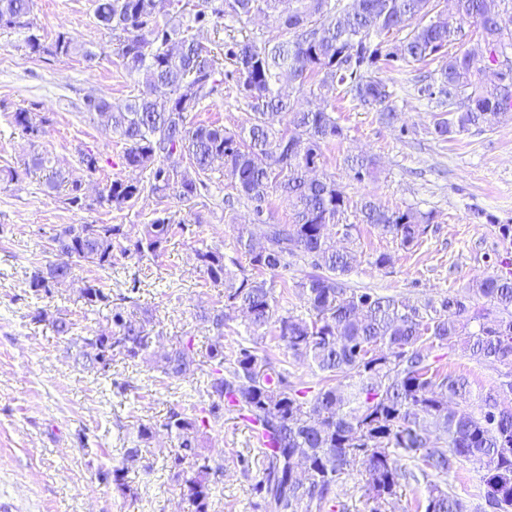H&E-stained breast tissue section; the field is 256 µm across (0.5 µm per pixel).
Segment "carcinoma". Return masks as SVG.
Instances as JSON below:
<instances>
[{"mask_svg": "<svg viewBox=\"0 0 512 512\" xmlns=\"http://www.w3.org/2000/svg\"><path fill=\"white\" fill-rule=\"evenodd\" d=\"M453 2V19L420 22L388 48L382 37L436 11L434 0H348L343 6L330 0H224L218 7L211 0H94V15L115 36L121 65L141 75L152 94L118 105L91 97L85 111L108 115L110 130L124 141L125 165L148 176L145 181L116 178L93 200L70 173L54 172L51 187L68 185L64 204L71 209L97 205L122 211L146 191L162 203L175 199L192 209L209 191L218 162L266 230L262 250L254 248L253 235L240 233L238 245L248 267L233 262L237 273L228 269L223 246L196 249L202 278L224 289V306L200 315L213 332L206 360H195L188 341L155 362L166 380L201 377L200 392L207 398L199 413L174 407L162 424L176 441L168 468L180 482L189 512H209L211 477L223 465L202 448L207 429L224 419L227 408L251 425L262 450L263 476L255 493L264 512H347L337 486L350 476L359 478L368 512H386L390 499L421 480L428 489L423 512H466L444 486V477L462 459L483 471L485 506L477 510L512 512V410L498 408L491 395L478 417L462 409L469 396L467 378L445 369L434 355L435 348L459 342L477 360L512 365V277L488 273L467 296L412 304L351 287L345 277L357 262L352 244L359 225L378 229L406 249L426 233L431 217L413 209H383L366 195L356 207V223L347 222L349 200L340 186L309 174V164L320 163L323 146L343 137L342 127L328 107L304 108L291 95L273 90L284 71L301 88L316 75L319 95L341 88L357 106L379 113L394 127L400 114L389 104L391 92L377 71L386 62L401 68L439 59V76L415 84L417 94L439 110L431 134L444 140L473 128H496L512 112V76L486 82L490 61L484 52L493 46L512 49V28L500 25L502 14H512V0ZM176 11L187 20L172 22ZM257 12L276 17L277 39L224 43V59L234 66L231 74L250 107L248 128L236 132L217 122L190 121L188 113L213 93L216 73L215 55L196 41L193 29L226 14L241 20ZM30 14L31 0H0V28L24 31L28 53L89 56L66 34L45 43ZM475 34L478 48L449 51ZM285 116L289 127L282 129ZM14 122L35 140L48 118L22 109L14 113ZM175 150L185 156L188 169L170 173L166 160ZM345 163L358 182L377 178L380 162L373 154L361 152ZM274 190L287 195L294 223L264 219L263 204ZM333 227L349 246L336 247ZM176 234L194 237L196 231L166 207L147 224H65L48 236L65 264L30 262L31 294L40 302L51 298L59 279L86 265L106 271L120 258L154 261ZM297 255L308 271L291 284L282 280L281 288L301 292L305 316L278 313L275 281L266 278L288 268V257ZM80 297L90 310L111 314L110 325L93 332V349L87 347L88 337H72L75 323L54 315L49 306L36 308L33 318L50 321L57 335L80 345L85 370L108 378L117 357L133 365L154 357L159 334L151 312H126L99 279L85 282ZM474 297L483 300L476 311ZM238 313L244 314L253 343L272 330L296 359L324 374L322 387L308 395L274 354L260 355L242 345L224 349V333L232 330ZM480 318L487 322L469 331L471 320ZM154 434V426L139 424L120 465L100 472V479L134 496L125 476L137 467L141 449L149 447Z\"/></svg>", "mask_w": 512, "mask_h": 512, "instance_id": "carcinoma-1", "label": "carcinoma"}]
</instances>
